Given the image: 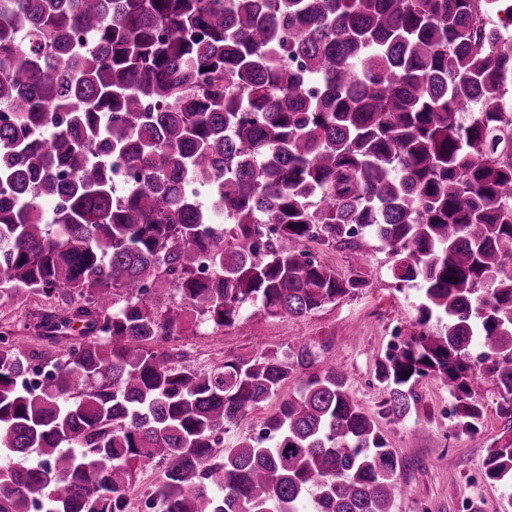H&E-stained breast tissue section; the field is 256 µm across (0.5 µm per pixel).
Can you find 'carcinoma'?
Here are the masks:
<instances>
[{
	"mask_svg": "<svg viewBox=\"0 0 512 512\" xmlns=\"http://www.w3.org/2000/svg\"><path fill=\"white\" fill-rule=\"evenodd\" d=\"M508 26L512 0H0V305L69 302L37 325L52 356L0 331V456L19 460L0 512H130L147 467L149 512H395L400 456L335 351L200 373L166 348L191 312L217 330L364 287L309 243L377 239L419 284L409 338L377 362L383 413L420 416L432 377L475 431L491 380L512 430ZM274 397L264 437L221 447ZM484 468L512 512L511 437Z\"/></svg>",
	"mask_w": 512,
	"mask_h": 512,
	"instance_id": "obj_1",
	"label": "carcinoma"
}]
</instances>
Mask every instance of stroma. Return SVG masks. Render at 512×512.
Wrapping results in <instances>:
<instances>
[{
  "label": "stroma",
  "mask_w": 512,
  "mask_h": 512,
  "mask_svg": "<svg viewBox=\"0 0 512 512\" xmlns=\"http://www.w3.org/2000/svg\"><path fill=\"white\" fill-rule=\"evenodd\" d=\"M389 258L382 242L369 240L361 267L366 284L355 294L301 318L271 317L254 307L246 314L245 328H202L190 347L189 363L208 372L228 356L282 351L305 339L332 344L356 401L376 415L403 460L398 473L403 493L396 512H463L468 501L480 502L483 512H497L501 489L484 479L486 450L503 428L498 414L500 392L492 381H483L479 391L484 419L473 434L455 428L456 401L446 386L431 378L416 387L427 419L417 422L380 413L382 394L375 380L376 363L395 343L398 329L417 315L418 285L397 286Z\"/></svg>",
  "instance_id": "stroma-1"
}]
</instances>
